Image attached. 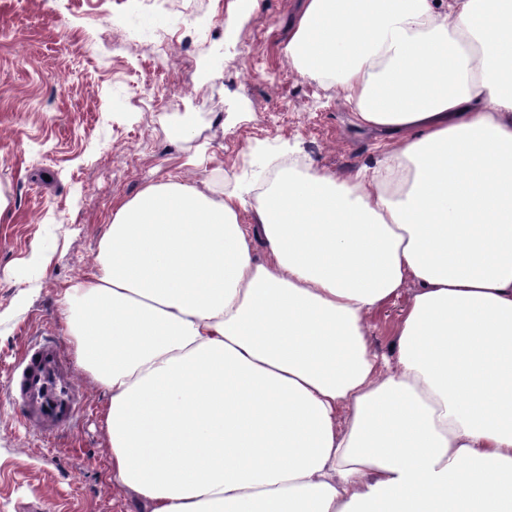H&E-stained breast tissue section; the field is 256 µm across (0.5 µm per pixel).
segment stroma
Here are the masks:
<instances>
[{
  "label": "stroma",
  "instance_id": "obj_1",
  "mask_svg": "<svg viewBox=\"0 0 512 512\" xmlns=\"http://www.w3.org/2000/svg\"><path fill=\"white\" fill-rule=\"evenodd\" d=\"M148 0H0V512H141L110 479L105 398L80 376L85 406L48 438L8 398L33 342H65L58 300L83 279L118 201L178 178L207 189L270 179L288 159L342 182L377 167L374 134L338 91L300 78L283 47L302 0H181L164 74L127 18ZM234 24H227L228 15ZM49 252L44 274L29 258ZM408 303L369 321L393 355Z\"/></svg>",
  "mask_w": 512,
  "mask_h": 512
}]
</instances>
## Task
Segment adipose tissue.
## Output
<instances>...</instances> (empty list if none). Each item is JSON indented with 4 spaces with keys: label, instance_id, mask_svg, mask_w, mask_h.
I'll use <instances>...</instances> for the list:
<instances>
[{
    "label": "adipose tissue",
    "instance_id": "1",
    "mask_svg": "<svg viewBox=\"0 0 512 512\" xmlns=\"http://www.w3.org/2000/svg\"><path fill=\"white\" fill-rule=\"evenodd\" d=\"M284 54L383 173L114 207L61 299L112 480L144 512H512V0H304ZM408 303V295L393 299L369 321V341L371 345L382 354L391 357L394 353V345L390 335L391 327L398 315L405 309Z\"/></svg>",
    "mask_w": 512,
    "mask_h": 512
}]
</instances>
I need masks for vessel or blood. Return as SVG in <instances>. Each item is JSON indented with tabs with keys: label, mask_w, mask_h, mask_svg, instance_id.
Instances as JSON below:
<instances>
[{
	"label": "vessel or blood",
	"mask_w": 512,
	"mask_h": 512,
	"mask_svg": "<svg viewBox=\"0 0 512 512\" xmlns=\"http://www.w3.org/2000/svg\"><path fill=\"white\" fill-rule=\"evenodd\" d=\"M10 398L28 421L48 436L68 428L82 409L69 364L52 341L30 345L23 352Z\"/></svg>",
	"instance_id": "1"
}]
</instances>
